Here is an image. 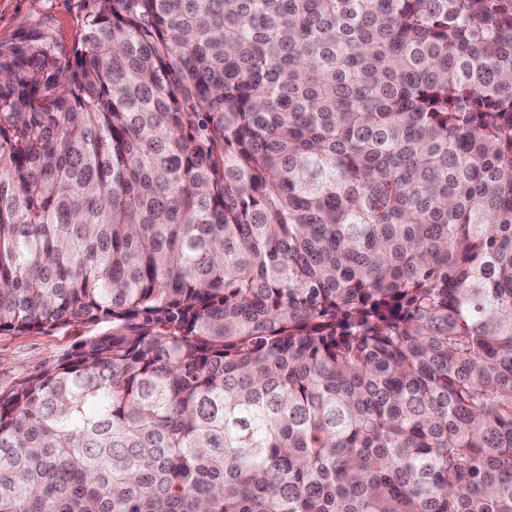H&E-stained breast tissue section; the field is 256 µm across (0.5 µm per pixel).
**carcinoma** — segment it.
Here are the masks:
<instances>
[{
  "label": "carcinoma",
  "instance_id": "1",
  "mask_svg": "<svg viewBox=\"0 0 512 512\" xmlns=\"http://www.w3.org/2000/svg\"><path fill=\"white\" fill-rule=\"evenodd\" d=\"M0 44V512H512V0H88ZM107 328V324H101L72 326L49 333L0 334V396L14 391L86 336Z\"/></svg>",
  "mask_w": 512,
  "mask_h": 512
}]
</instances>
